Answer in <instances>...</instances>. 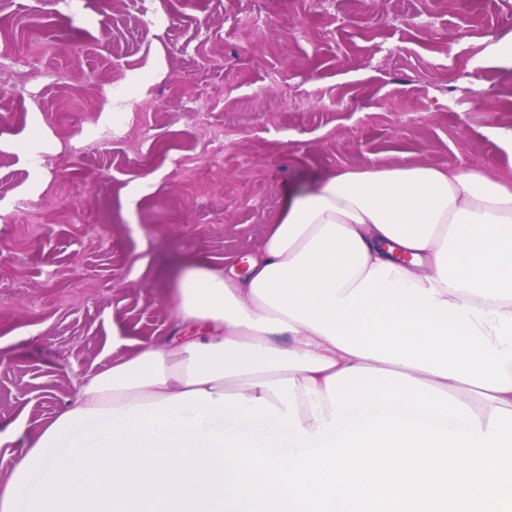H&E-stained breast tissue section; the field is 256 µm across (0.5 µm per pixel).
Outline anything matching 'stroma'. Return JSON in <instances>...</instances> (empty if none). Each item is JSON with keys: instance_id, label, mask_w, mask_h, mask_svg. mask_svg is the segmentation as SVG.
Here are the masks:
<instances>
[{"instance_id": "stroma-1", "label": "stroma", "mask_w": 512, "mask_h": 512, "mask_svg": "<svg viewBox=\"0 0 512 512\" xmlns=\"http://www.w3.org/2000/svg\"><path fill=\"white\" fill-rule=\"evenodd\" d=\"M223 2L0 0L2 483L79 376L169 335V288L251 255L289 196L342 169L512 173V0ZM119 76L142 111L98 97Z\"/></svg>"}]
</instances>
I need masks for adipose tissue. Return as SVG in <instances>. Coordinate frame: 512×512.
<instances>
[{"label": "adipose tissue", "mask_w": 512, "mask_h": 512, "mask_svg": "<svg viewBox=\"0 0 512 512\" xmlns=\"http://www.w3.org/2000/svg\"><path fill=\"white\" fill-rule=\"evenodd\" d=\"M81 377L0 512H512V180L339 170Z\"/></svg>", "instance_id": "1"}]
</instances>
